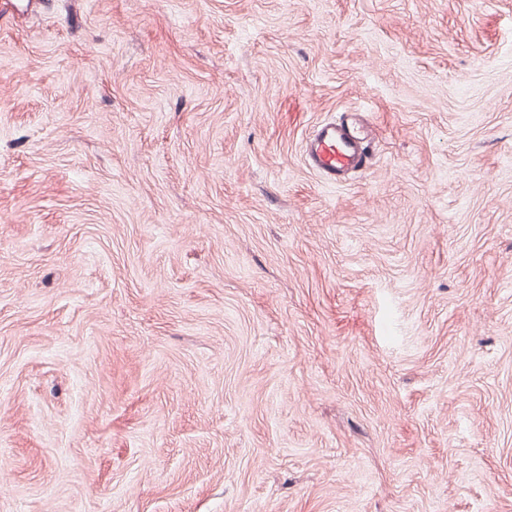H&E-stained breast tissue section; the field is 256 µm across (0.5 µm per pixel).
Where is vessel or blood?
<instances>
[{"label": "vessel or blood", "instance_id": "b4317fda", "mask_svg": "<svg viewBox=\"0 0 512 512\" xmlns=\"http://www.w3.org/2000/svg\"><path fill=\"white\" fill-rule=\"evenodd\" d=\"M304 154L307 165L331 181L363 171L373 154L364 114L347 112L318 123L305 141Z\"/></svg>", "mask_w": 512, "mask_h": 512}]
</instances>
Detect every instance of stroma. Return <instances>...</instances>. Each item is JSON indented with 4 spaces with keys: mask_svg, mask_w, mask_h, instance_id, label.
<instances>
[{
    "mask_svg": "<svg viewBox=\"0 0 512 512\" xmlns=\"http://www.w3.org/2000/svg\"><path fill=\"white\" fill-rule=\"evenodd\" d=\"M0 512H512V0L0 25ZM367 123L362 112H346L339 120L318 123L305 141L307 165L331 181L363 171L373 154Z\"/></svg>",
    "mask_w": 512,
    "mask_h": 512,
    "instance_id": "1",
    "label": "stroma"
}]
</instances>
